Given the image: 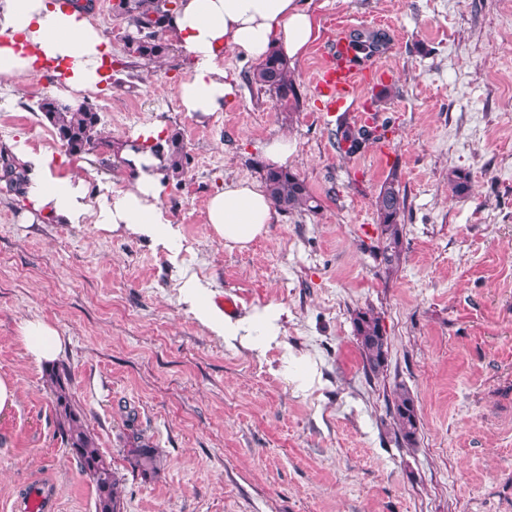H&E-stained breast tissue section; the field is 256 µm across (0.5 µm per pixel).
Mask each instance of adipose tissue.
Returning a JSON list of instances; mask_svg holds the SVG:
<instances>
[{
	"mask_svg": "<svg viewBox=\"0 0 512 512\" xmlns=\"http://www.w3.org/2000/svg\"><path fill=\"white\" fill-rule=\"evenodd\" d=\"M318 34L313 12L300 0H183L169 32L195 61L192 75L178 89L183 107L200 117L223 111L236 85L224 68L225 52L259 61L275 50L295 61ZM109 51L101 29L77 8L60 6L57 0H0L1 79L53 75L57 95L75 104L99 91ZM4 151L25 174L21 201L26 223L50 218L58 224H91L109 236L131 234L154 250L179 252L180 229L160 203L168 181L166 154L123 151L125 186L95 193L87 178L65 171L63 157L54 150L35 151L12 141ZM206 215L214 236L230 249L247 247L278 219L259 183L235 179L225 180L223 189L209 198ZM179 296L185 310L225 344L245 341L261 355L280 342L285 313L280 305L256 306L230 319L193 276L182 281ZM19 336L27 355L38 363L55 360L62 350L57 328L39 318L24 320Z\"/></svg>",
	"mask_w": 512,
	"mask_h": 512,
	"instance_id": "ef3b65f1",
	"label": "adipose tissue"
}]
</instances>
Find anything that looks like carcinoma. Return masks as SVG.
<instances>
[{"mask_svg":"<svg viewBox=\"0 0 512 512\" xmlns=\"http://www.w3.org/2000/svg\"><path fill=\"white\" fill-rule=\"evenodd\" d=\"M166 0H115L111 9L126 22L123 35L124 51L140 68H149L166 59L170 52L167 33L172 16L165 6ZM352 42L355 48L373 53L381 42L377 34H356ZM248 82L258 91L272 92L279 101L290 106L298 101L297 91L291 78L288 60L272 51L250 72ZM36 109L51 124L62 146L71 156L88 154L101 147L112 146L103 137L100 115L96 107L87 101L74 106L53 97H44L36 102ZM384 137V133L356 122L342 120L336 128V145L340 153L353 157L369 144ZM133 147L154 153L168 154L170 178L182 181L188 165V153L182 138L176 133L166 139V144L145 140ZM3 165V180L10 188L18 189L22 176L16 172L14 160L0 156ZM262 182L268 196L278 210L315 211L319 208L307 183L288 167H261ZM448 190L454 196L465 197L471 191V175L468 171L454 168L448 172ZM374 206L376 210L382 247L378 248L381 264L387 274L396 271L402 251V217L406 208V197L400 189L397 170H392L379 185ZM353 335L366 373L377 376L387 366L389 342L381 315L373 307L356 309L351 314ZM51 388L58 426L67 446L78 459L80 468L95 488V512H122L123 499L120 480L112 470L111 463L101 454L94 435L85 425L81 414L72 403L69 380L63 370L52 369L47 374ZM387 414L402 441L408 446L418 443L421 432L419 408L412 391L403 383L392 389V399L387 404ZM130 452L136 466L142 472L155 471L156 449L145 442L142 434L132 432L127 436Z\"/></svg>","mask_w":512,"mask_h":512,"instance_id":"obj_1","label":"carcinoma"}]
</instances>
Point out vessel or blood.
<instances>
[{
    "label": "vessel or blood",
    "instance_id": "obj_1",
    "mask_svg": "<svg viewBox=\"0 0 512 512\" xmlns=\"http://www.w3.org/2000/svg\"><path fill=\"white\" fill-rule=\"evenodd\" d=\"M353 53L350 41L337 38L332 51L326 54L314 74V92L326 115L348 110L359 91L372 92L378 87L376 69L352 64ZM17 508L19 512H46V483H31Z\"/></svg>",
    "mask_w": 512,
    "mask_h": 512
}]
</instances>
